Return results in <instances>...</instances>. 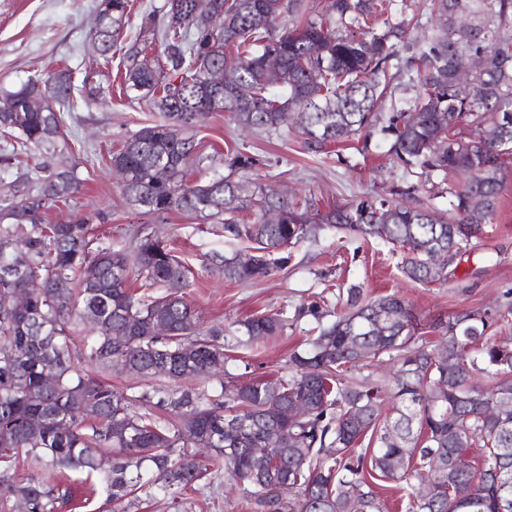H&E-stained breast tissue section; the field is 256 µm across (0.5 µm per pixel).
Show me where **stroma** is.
Masks as SVG:
<instances>
[{"instance_id":"obj_1","label":"stroma","mask_w":512,"mask_h":512,"mask_svg":"<svg viewBox=\"0 0 512 512\" xmlns=\"http://www.w3.org/2000/svg\"><path fill=\"white\" fill-rule=\"evenodd\" d=\"M97 0H0V88L14 89L29 78H48L59 71L80 83L86 70L104 72L105 90L90 106L65 111L64 128L78 161L81 188L70 206L51 209L48 219L59 222L71 214L102 211L105 221L95 224L101 242L114 248L134 246L145 217L126 205L121 186L112 174L110 156L144 125L159 121L158 112L125 97L116 82L118 61L94 52L91 34ZM212 168L225 173L228 150L238 148L262 155L267 167L258 173L266 187L303 202L315 198L320 208L342 204L354 196L387 195L399 184L385 149L362 154L356 143L335 145L328 152L308 151L295 126L265 137L242 131L221 112L197 125ZM348 157L350 166L337 163ZM154 228L194 271L188 297L202 310L208 324L232 329L235 321L271 312L284 313L289 323L277 339L231 352L227 369L244 379L275 378L288 372V356L310 335L309 319L294 320L301 302L318 301L330 309H343L347 290L361 288L375 299L397 293L412 302L423 324L447 321L462 310H488L496 336L512 337V170L504 175L502 194L483 237L472 242L457 260L447 283L419 284L400 271L404 252L377 238L347 237L327 231L319 238L291 248L284 269L256 284L226 282L204 272L213 253L232 252V245L217 236L212 220L183 212L156 220ZM239 487L227 478L198 484L189 496L201 512H239Z\"/></svg>"}]
</instances>
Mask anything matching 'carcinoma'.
I'll list each match as a JSON object with an SVG mask.
<instances>
[{
    "mask_svg": "<svg viewBox=\"0 0 512 512\" xmlns=\"http://www.w3.org/2000/svg\"><path fill=\"white\" fill-rule=\"evenodd\" d=\"M198 2L164 0L119 48L125 92L162 118L112 154L129 207L221 224L226 242L255 251L249 262L235 253L214 265L229 282L272 276L288 263V248L325 225L405 250L401 273L412 282L447 280L448 266L429 254L483 234L512 162V0H429L437 26L422 40L397 20V0H206L201 10ZM460 5L463 33L454 22ZM97 12L92 42L106 59L132 7L99 0ZM155 43L162 60L153 67L142 55ZM464 55L484 58L467 85L455 78ZM211 68L230 76L224 89H208ZM394 69L415 74L417 91L384 113ZM97 77L85 71L86 106L101 89ZM75 103L66 72L0 90L3 161L56 152L67 143L59 108ZM210 112L267 136L292 118L314 152L356 138L365 153L378 133L403 180H457L452 209L409 202L417 191L410 183L389 198L356 196L310 215L252 179L267 160L238 149L229 174L190 183L187 168L207 159L195 128ZM463 125L477 137H464ZM35 168L36 181L17 177L0 196V261L14 267L13 278L0 279V512L18 501L26 512H63L74 492L57 477L62 470L98 475L111 512H132L125 498L136 486L195 512L185 492L222 474L240 485L241 512H387L388 481L406 491L405 512H512V346L498 344L490 313L433 326L441 338L434 351L403 297L367 300L351 288L333 322L316 301L295 308L293 318L315 326L306 347L289 355L288 374L227 385L219 378L228 362L224 329L204 326L188 298L192 270L147 224L128 251L96 243L101 212L47 223V211L74 200L81 181L75 163ZM246 211L253 220L243 224ZM132 278L147 292L135 294ZM34 279L42 287L30 290ZM16 293L23 299L13 300ZM286 322L280 313L248 318L234 339L269 341ZM86 325L92 335L74 353L73 334ZM160 326L170 334L158 335ZM365 349L395 361L391 381L349 375ZM86 365L133 374L144 388L114 389ZM491 369L499 377L480 388L475 376ZM161 379L190 385L171 389ZM387 398L396 406L384 418ZM293 404L304 409L298 420L286 413ZM229 417L237 426L225 424ZM364 439L368 446L358 447ZM477 442L480 465L448 469ZM106 453L112 466L103 471ZM20 462L29 475H17Z\"/></svg>",
    "mask_w": 512,
    "mask_h": 512,
    "instance_id": "cac0c4a2",
    "label": "carcinoma"
}]
</instances>
